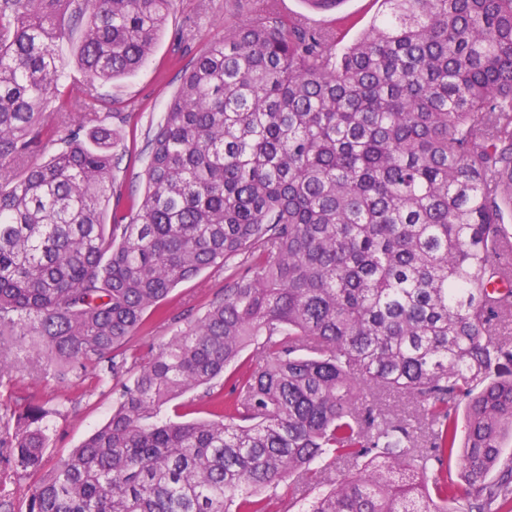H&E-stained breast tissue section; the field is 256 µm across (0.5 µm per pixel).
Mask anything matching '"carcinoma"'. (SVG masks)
<instances>
[{"mask_svg": "<svg viewBox=\"0 0 512 512\" xmlns=\"http://www.w3.org/2000/svg\"><path fill=\"white\" fill-rule=\"evenodd\" d=\"M377 2L341 50L277 0L231 26L149 140L142 200L109 213L120 137L96 83L145 64L173 0H0V390L21 366L120 382L25 512H290L322 482L303 512H456L454 463L465 512L512 502V0ZM239 256L222 300L127 354L174 288ZM200 387L213 419L161 416ZM47 416L0 414V512ZM62 60L66 65L67 79L61 88L65 93L75 91L84 82V73L76 64V47L64 39L61 43Z\"/></svg>", "mask_w": 512, "mask_h": 512, "instance_id": "cac0c4a2", "label": "carcinoma"}]
</instances>
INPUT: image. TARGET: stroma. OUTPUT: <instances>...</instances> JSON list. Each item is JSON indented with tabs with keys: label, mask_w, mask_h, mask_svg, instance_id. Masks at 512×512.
<instances>
[{
	"label": "stroma",
	"mask_w": 512,
	"mask_h": 512,
	"mask_svg": "<svg viewBox=\"0 0 512 512\" xmlns=\"http://www.w3.org/2000/svg\"><path fill=\"white\" fill-rule=\"evenodd\" d=\"M287 17L306 16L321 27L345 28V42H352L374 19L377 0H343L332 12L311 10L305 0H279ZM266 0H175L164 32L149 60L135 73L98 85L104 111L113 113L112 125L125 138L114 175L125 196L141 198L147 163V133L155 128L167 104L181 84V70L208 43L223 39L225 30L242 19L260 14ZM194 29L193 41L178 38L182 29ZM224 295V271L210 268L195 279L181 283L164 304L165 317L151 318L147 329L138 331L129 343L136 350L171 335L176 322L201 315L209 304ZM112 376L104 371L88 373L76 386L59 388L18 373L12 388L19 403L36 402L50 408V446L44 455L45 469H52L102 426L112 412Z\"/></svg>",
	"instance_id": "stroma-1"
}]
</instances>
